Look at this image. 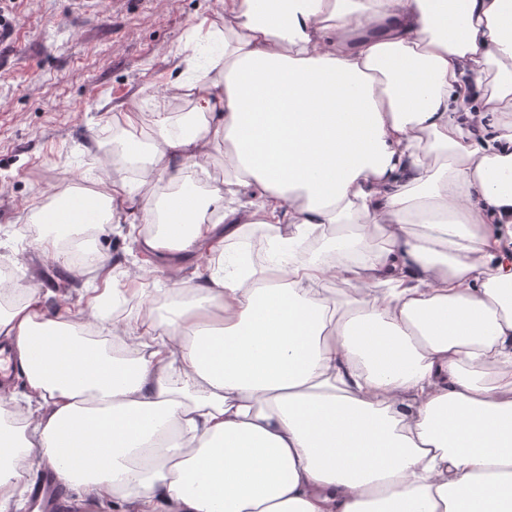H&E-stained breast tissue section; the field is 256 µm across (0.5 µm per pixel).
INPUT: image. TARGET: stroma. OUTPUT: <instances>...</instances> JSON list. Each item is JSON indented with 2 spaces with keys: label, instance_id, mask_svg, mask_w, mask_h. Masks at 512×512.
Instances as JSON below:
<instances>
[{
  "label": "stroma",
  "instance_id": "stroma-1",
  "mask_svg": "<svg viewBox=\"0 0 512 512\" xmlns=\"http://www.w3.org/2000/svg\"><path fill=\"white\" fill-rule=\"evenodd\" d=\"M224 0H0V268L47 312L81 310L87 284L44 258L27 218L61 177L86 180L126 105H147L180 76L199 18Z\"/></svg>",
  "mask_w": 512,
  "mask_h": 512
}]
</instances>
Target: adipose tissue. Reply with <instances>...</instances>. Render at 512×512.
Segmentation results:
<instances>
[{
    "instance_id": "1",
    "label": "adipose tissue",
    "mask_w": 512,
    "mask_h": 512,
    "mask_svg": "<svg viewBox=\"0 0 512 512\" xmlns=\"http://www.w3.org/2000/svg\"><path fill=\"white\" fill-rule=\"evenodd\" d=\"M90 187L81 312L0 281V512L47 464L132 512H512V0H224ZM263 232L269 261L217 271ZM198 265L159 318L156 272ZM99 253L107 256L111 264H118L122 267L132 265L136 254L137 246L131 237L126 233L112 231V225H108L101 231L92 244Z\"/></svg>"
}]
</instances>
